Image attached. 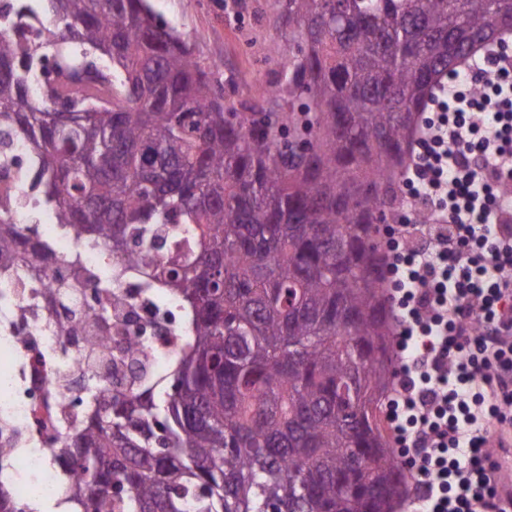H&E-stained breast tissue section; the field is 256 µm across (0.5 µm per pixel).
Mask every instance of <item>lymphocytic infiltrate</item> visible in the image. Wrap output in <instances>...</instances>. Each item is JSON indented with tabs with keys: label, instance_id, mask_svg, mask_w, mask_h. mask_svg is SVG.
I'll list each match as a JSON object with an SVG mask.
<instances>
[{
	"label": "lymphocytic infiltrate",
	"instance_id": "f902f5d3",
	"mask_svg": "<svg viewBox=\"0 0 512 512\" xmlns=\"http://www.w3.org/2000/svg\"><path fill=\"white\" fill-rule=\"evenodd\" d=\"M466 69L484 95L446 81L405 172L430 221L386 228L402 248L388 420L417 512H511L489 445L512 425V196L496 195L512 179V53L495 44Z\"/></svg>",
	"mask_w": 512,
	"mask_h": 512
}]
</instances>
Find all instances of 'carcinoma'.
<instances>
[{"label": "carcinoma", "mask_w": 512, "mask_h": 512, "mask_svg": "<svg viewBox=\"0 0 512 512\" xmlns=\"http://www.w3.org/2000/svg\"><path fill=\"white\" fill-rule=\"evenodd\" d=\"M0 0V135L38 166L0 204V258L55 261L13 210L48 209L118 277L174 290L190 334L163 373L89 379L52 441L68 512H394L403 468L376 225L429 97L512 31V0H278L286 81L240 112L150 0ZM69 332L99 354L104 312ZM0 512H37L7 481Z\"/></svg>", "instance_id": "1"}]
</instances>
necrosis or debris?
Listing matches in <instances>:
<instances>
[{
  "label": "necrosis or debris",
  "mask_w": 512,
  "mask_h": 512,
  "mask_svg": "<svg viewBox=\"0 0 512 512\" xmlns=\"http://www.w3.org/2000/svg\"><path fill=\"white\" fill-rule=\"evenodd\" d=\"M38 232L50 240L59 258L45 281L0 279V357L10 360L9 369L0 372V426L25 437V452L10 473L18 496L51 500L66 495L73 475L49 464L48 440L59 408L73 407L83 398L77 381L90 371L79 344L65 333L69 314L49 305L54 283L72 279L70 259L80 256L87 274L75 281V305L95 299L112 314L109 347L133 340L161 372L179 355L189 325L187 309L172 290L146 285L134 276L113 279L112 260L103 245L61 234L47 221ZM96 282L106 286L98 296L92 290Z\"/></svg>",
  "instance_id": "4bbe7bcc"
}]
</instances>
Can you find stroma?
I'll list each match as a JSON object with an SVG mask.
<instances>
[{"instance_id":"stroma-1","label":"stroma","mask_w":512,"mask_h":512,"mask_svg":"<svg viewBox=\"0 0 512 512\" xmlns=\"http://www.w3.org/2000/svg\"><path fill=\"white\" fill-rule=\"evenodd\" d=\"M272 0H151L161 21L208 64L225 98L243 101L261 86L284 80L279 64L288 32Z\"/></svg>"}]
</instances>
